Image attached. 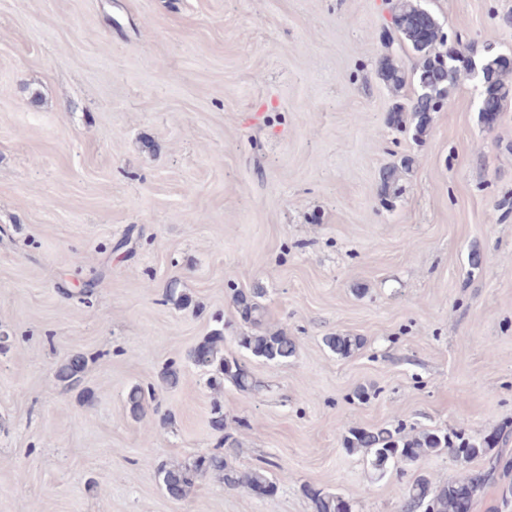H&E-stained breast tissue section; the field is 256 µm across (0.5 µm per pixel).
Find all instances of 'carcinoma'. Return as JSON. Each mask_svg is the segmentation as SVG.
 <instances>
[{"mask_svg":"<svg viewBox=\"0 0 512 512\" xmlns=\"http://www.w3.org/2000/svg\"><path fill=\"white\" fill-rule=\"evenodd\" d=\"M425 9L417 0H397L394 7L393 25L401 39L420 56V64L412 76H407L388 56L379 64V78L394 91H399L407 81H412L416 92L409 101L396 106L390 115L391 124L398 130L412 128L417 141L425 136L430 113L439 111L449 91L458 83L464 72L480 69L484 90L481 94L479 112L483 123L493 125L502 111L508 95L509 76L512 75V55L500 53L494 47H484L479 63H474L455 47L449 45L448 34L443 31L435 18L421 24ZM400 180L399 166L390 164L383 168L380 190L383 196L398 194ZM234 303L242 320L254 327L262 324L265 308L258 301V295L237 293ZM324 345L338 355H349L359 349L364 339L360 336L331 334L323 338ZM239 347L256 357L267 361L285 362L295 357L297 344L293 337L283 330L258 331L237 337ZM188 363L207 377L209 387L219 392L228 382L239 391L253 393L259 390L247 364L241 359L224 353V325L216 320L210 334L199 341L187 355ZM87 360L80 353L67 355L55 369V378L72 388L79 384ZM181 377V368L175 362L167 363L159 373L163 387H174ZM155 388L141 385L132 386L126 394L125 406L129 416L140 419L148 401L154 399ZM211 428L222 434V440L214 451L199 455L183 462L158 469L161 489L172 499L182 500L195 485L210 476H215L229 488L252 491L258 487L267 489L272 495L277 485L270 472L272 463L255 467L249 471L240 470L231 455L232 434L226 432L224 406L216 401L211 409ZM503 441L497 430L480 438L464 433L448 434L436 428L411 429L405 431L402 424H385L376 427H353L343 436L342 445L349 454H361L370 464L374 475L381 478L388 469L403 464H412L423 456L448 452L454 461L469 466L472 461L483 457L499 447ZM487 475L471 473L451 479L440 485H433L427 478L417 479L408 489L404 512H471L475 497L484 487ZM305 495L312 504L313 512H352L350 500L335 492L307 487Z\"/></svg>","mask_w":512,"mask_h":512,"instance_id":"cac0c4a2","label":"carcinoma"}]
</instances>
